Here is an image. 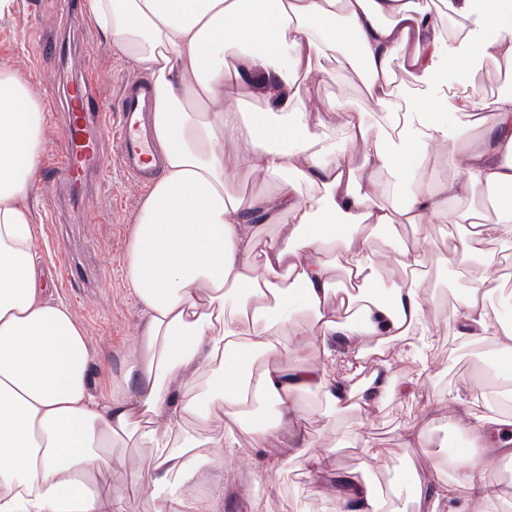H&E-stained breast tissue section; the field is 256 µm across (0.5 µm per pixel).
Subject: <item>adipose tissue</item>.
<instances>
[{"mask_svg": "<svg viewBox=\"0 0 512 512\" xmlns=\"http://www.w3.org/2000/svg\"><path fill=\"white\" fill-rule=\"evenodd\" d=\"M90 19L153 83L155 145L165 167L145 192L130 238L126 279L146 321L113 393L90 388L85 332L52 296L34 258L38 230L24 201L37 181L44 106L29 84L0 68V512H112L113 451L142 455L152 490L141 512H215L224 451L235 432L263 449V481L285 457L320 474L322 453L300 431L304 396L365 414L388 389L384 374L353 390L330 364L354 367L367 341L401 343L419 362L414 396L431 375L435 320L426 277L435 260L402 227L434 219L465 225L451 256L498 264L512 236V92L477 103L448 89L458 45L512 75V8L506 0H89ZM454 24L444 28L441 13ZM488 31L476 32L474 15ZM352 57L365 99L387 109L368 122L345 99L312 107L323 62ZM420 85L400 98L394 65ZM251 93V111L241 108ZM481 130L483 145L448 143L449 117ZM248 148L260 180L247 202L233 193ZM446 149L453 175L424 185L428 152ZM504 198L495 221L463 203ZM400 271L387 280L384 261ZM512 292L486 276L458 296L456 335L494 339L499 378L512 383V324L491 312ZM270 407L260 417L247 398ZM501 417L467 427L470 452L431 496L412 470L392 496L416 512H512L487 476L512 459L495 440ZM283 444L284 453L271 448ZM208 479L209 493L198 489ZM468 497H460L458 487ZM391 496V497H392Z\"/></svg>", "mask_w": 512, "mask_h": 512, "instance_id": "obj_1", "label": "adipose tissue"}]
</instances>
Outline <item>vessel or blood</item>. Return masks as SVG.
Returning a JSON list of instances; mask_svg holds the SVG:
<instances>
[{
    "label": "vessel or blood",
    "instance_id": "vessel-or-blood-1",
    "mask_svg": "<svg viewBox=\"0 0 512 512\" xmlns=\"http://www.w3.org/2000/svg\"><path fill=\"white\" fill-rule=\"evenodd\" d=\"M95 74L81 76L69 100V117L65 129L66 148L57 158L46 161L48 170L61 183L92 190L102 180L109 164L104 149L105 137H113L123 173L136 181L149 182L162 170V160L153 147V88L141 78L123 84L116 110V127L103 122V108L96 100Z\"/></svg>",
    "mask_w": 512,
    "mask_h": 512
}]
</instances>
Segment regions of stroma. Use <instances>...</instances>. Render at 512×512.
I'll use <instances>...</instances> for the list:
<instances>
[{"label":"stroma","instance_id":"1","mask_svg":"<svg viewBox=\"0 0 512 512\" xmlns=\"http://www.w3.org/2000/svg\"><path fill=\"white\" fill-rule=\"evenodd\" d=\"M63 2L16 0L14 12L0 18V67L14 71L36 93L48 90L57 98L56 103L44 106L42 154L46 157L61 154L65 148L64 98L72 79L87 71L96 74L101 97L111 100L118 95L122 83L144 74L143 69L113 51L102 31L89 21L79 33L81 43L75 48L73 72L65 74L62 61L43 51L44 42L56 29L70 25ZM448 83L480 99L512 89V83L503 80L493 62L471 59L457 48L450 52ZM314 96L348 99L367 112L371 123L385 121L382 113L365 100L362 84L345 59L325 62L323 72L314 79ZM144 193L143 186L125 178L119 169H112L105 185L81 198L84 206L97 213L94 224L80 223L68 203V187H53L41 178L28 199L33 221L40 227L35 249L45 266L59 264L66 251L87 273L84 281L59 286L54 296L69 307L86 332L92 358V390L100 397L108 395L112 382L121 379L140 330L142 308L126 281L125 264ZM484 272L478 257L473 256L434 268L428 277V286L435 292L430 311L439 321L433 338V375L416 397L393 390L386 393L367 421L372 439L389 458L388 471L378 476L383 484L399 481L410 468V452L404 438L418 424L423 402L430 400L439 407V415L430 425V454L424 464L438 481L452 473L451 468L438 467L440 452L447 450L450 439H468L465 429L449 431L448 413L481 417L499 409L501 394L489 374L493 341L473 343L454 332L455 296L467 288L470 277ZM362 365V376L384 371L393 388L416 374L415 366L405 359L398 343L381 347L379 355L363 360ZM302 414V424L313 435L316 446L330 451L323 462L329 480L308 474L303 464L293 459L279 478L278 494L268 495L258 477L259 452L249 446L247 436L242 434L233 460L224 468V500L219 512H336L338 496L345 491L342 478L362 474L360 447L337 445L358 415L352 411L328 412L318 392L305 396Z\"/></svg>","mask_w":512,"mask_h":512}]
</instances>
